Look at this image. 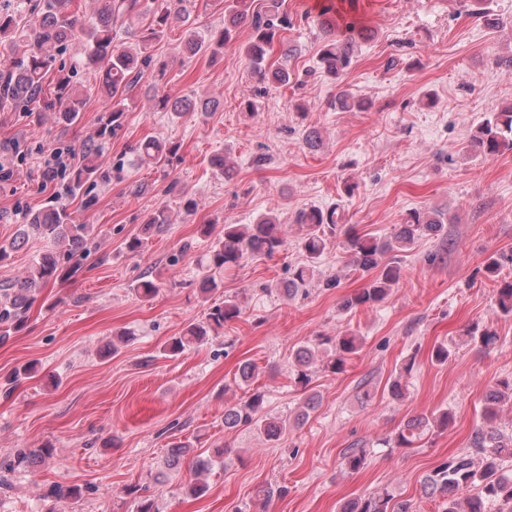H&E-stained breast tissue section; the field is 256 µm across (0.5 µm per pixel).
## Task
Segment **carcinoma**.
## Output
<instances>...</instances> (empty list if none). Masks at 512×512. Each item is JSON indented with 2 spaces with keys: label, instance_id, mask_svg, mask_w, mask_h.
Segmentation results:
<instances>
[{
  "label": "carcinoma",
  "instance_id": "carcinoma-1",
  "mask_svg": "<svg viewBox=\"0 0 512 512\" xmlns=\"http://www.w3.org/2000/svg\"><path fill=\"white\" fill-rule=\"evenodd\" d=\"M99 12L82 21L72 10V0H39L30 17L17 14H0V44L21 48L20 55L0 72V110L9 111L20 103L37 99L43 92L45 77L54 61V53L66 48L77 36L82 35L86 47L79 63L88 71L99 75L98 92L110 101V109L99 123L95 133L79 145L82 165L70 175L71 192L83 189L88 181L104 182L109 173L100 166L102 146L117 127L121 126L129 101L133 100L141 75L154 64L151 48L162 40L172 24L188 20L184 0H176L179 7H162L152 12L144 26L145 35L134 48L114 44L112 21L132 17L144 18L141 0H102ZM319 23L329 35L320 51L319 65L324 73L338 80L352 62L354 45L374 38L375 31L355 21H346L340 10L331 5L323 6ZM247 25L252 34L245 47L246 55L255 67L254 74L263 84L286 85L290 73L284 67L266 65V58L281 31L290 22L279 13L278 0H270L263 12L251 10L250 0H231L224 9V27L200 32L194 28L184 30L183 49L190 54L216 56L231 43L236 30ZM161 108L174 117L184 115L183 100L167 93L155 92ZM84 91L73 85L69 75L60 74L57 80L55 102L52 104L55 120L64 125L75 124L81 112ZM336 107L344 111H364L366 103L348 90L336 95ZM468 146L480 154L492 158L506 150H512V104L489 113L471 132ZM179 145L156 138L141 142L136 149L138 164L151 166L162 172L177 154ZM213 172L231 182L236 177L235 167L226 158L210 159ZM167 192L182 196L183 209L190 215L196 201L184 193L177 179H172ZM342 215L337 208H304L296 212L294 223L299 228L297 247L304 260L288 267V280L282 285L288 296L303 292L319 274V263L328 245L337 242L353 259L354 265L363 271L378 270L376 277L365 287L343 299L342 309L347 311L361 307H373L384 302L394 285L402 277V267L396 261V253L404 252L416 239L437 236L446 224V215L436 209L410 211L404 222L390 235L360 234L350 225L341 223ZM170 223L166 206L159 205L149 213L144 232L161 230ZM31 236L46 238L57 244L58 249L42 254L14 278L0 281V341L9 332L23 327L30 310L37 300V293L50 283L63 281L81 267L82 257L91 250L92 233L86 224L74 222L67 205L59 200L28 214L26 223L9 246H0V262L8 257V250L19 248ZM286 243L285 229L276 216L267 214L254 224H226L224 232L200 260V292L207 295L223 285L224 272L259 257L271 258ZM512 264L511 253L491 255L485 264V272L498 276L501 268ZM497 306L501 313L512 316V280L505 281L497 289ZM243 313L238 299L226 298L214 302L208 308L205 320L188 327L181 336L168 342L163 352L177 357L187 347L204 345L212 339L224 324L237 319ZM359 338L353 333L334 338L320 336L314 343H304L293 353L296 380L307 387L316 365L332 373L345 370L347 361L358 352ZM415 366L408 358L400 366L398 377L390 384L395 398L404 395L402 379ZM265 395L254 390L238 402L225 407L224 427L252 426L269 440H277L289 422L271 418L263 413ZM512 403V382L504 380L491 388L485 397L482 427L476 429L471 439L472 451L458 454L440 464L423 481L424 490L442 497L441 512H512V472L504 470L503 462L512 458V434L497 426L504 407ZM453 421L447 411L429 419L417 417L407 421L391 439L395 448H412L433 427L445 428ZM38 454L27 448H17L6 463L10 472H27L37 463ZM366 453L353 449L343 456V467L356 471L364 466ZM342 512H412L407 502H395L389 493L349 502Z\"/></svg>",
  "mask_w": 512,
  "mask_h": 512
}]
</instances>
